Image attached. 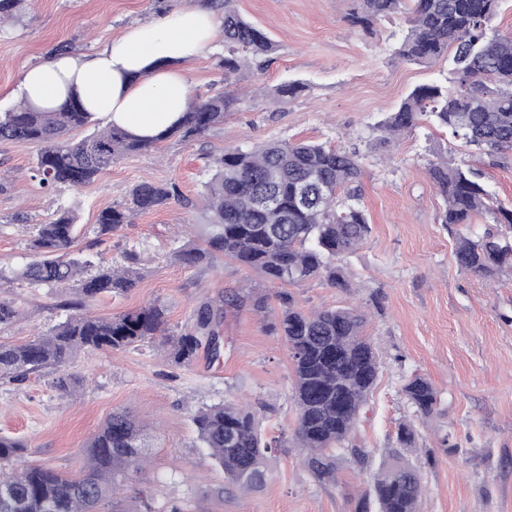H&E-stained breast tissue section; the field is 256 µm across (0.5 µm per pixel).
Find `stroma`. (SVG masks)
I'll return each instance as SVG.
<instances>
[{
  "label": "stroma",
  "instance_id": "35a3bbf8",
  "mask_svg": "<svg viewBox=\"0 0 512 512\" xmlns=\"http://www.w3.org/2000/svg\"><path fill=\"white\" fill-rule=\"evenodd\" d=\"M196 2L165 0L159 11L152 0H23L17 20L0 31V112L17 104L24 66L51 58L62 46L93 53L130 24ZM235 6L278 49L264 71L242 79L219 68L220 43L185 63L191 97L222 89L238 98L223 123L205 135L168 138L124 156L90 184L55 191L30 177L35 145L0 141V300L19 310L13 323L0 325V343H23L64 319L57 289L30 285L15 273L29 259L34 225L68 209L78 224L75 256L94 267L111 266L133 251L144 264L137 287L101 296L89 307L93 315L109 318L157 303L166 309L169 332L178 335L208 304L218 351L201 346L185 365L149 343L112 354L82 352L67 367L82 383L67 394L55 388L49 370L21 382L0 381V435L26 444V463L76 477L89 439L112 411H128L148 433L149 463L138 484L143 496L104 501L98 512H139L145 499L154 512L174 504L182 512H356L372 474L397 446L399 424L411 421L418 432L412 460L423 477L422 512H512V271L490 282L457 268L455 236L439 220L443 200L427 174L429 162L449 158L481 172L493 198L512 206V149L490 157L425 123L397 145L380 143L377 124L414 87L444 85L450 77L446 57L427 66L394 59L406 16L379 20L365 31L348 22L354 0H236ZM294 80L304 88L288 104L253 99L255 89ZM277 140L355 145L362 154L371 233L342 260L348 288L315 279L287 291L306 310L369 307L365 333L381 367L356 437L371 456L363 469L340 458L332 486L312 478L296 449L282 448L261 488L229 494L223 470L199 446L194 417L204 406L244 397L263 408L264 436L292 430V367L283 339L252 311L224 306L235 289L273 295L280 287L220 253L199 267L183 266L173 254L202 242V214L192 204L212 160L229 149ZM142 182L175 184L178 195L99 235L98 213L128 203ZM417 374L440 395L438 413L423 420L402 393L405 380ZM445 435L455 446L447 454L436 447Z\"/></svg>",
  "mask_w": 512,
  "mask_h": 512
}]
</instances>
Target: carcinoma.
I'll return each mask as SVG.
<instances>
[{"label":"carcinoma","mask_w":512,"mask_h":512,"mask_svg":"<svg viewBox=\"0 0 512 512\" xmlns=\"http://www.w3.org/2000/svg\"><path fill=\"white\" fill-rule=\"evenodd\" d=\"M224 74L261 68L275 51L268 35L246 20L235 0H222ZM502 0H354L350 22L368 29L374 21L407 13L410 27L395 55L407 62L430 64L451 53V86L415 88L396 111L377 125L379 140L391 143L421 123L447 129L475 149L493 156L512 149V36L490 28ZM21 0H0V24L17 18ZM235 98L222 92L189 104L180 123L153 142L134 138L110 125L75 141L68 134L92 122L80 99L71 95L56 110L19 105L0 113V140L34 144L38 152L30 171L47 190L81 187L130 153L172 137L204 135L224 122ZM215 173L203 183L208 212L206 247L187 245L174 254L178 263L196 267L216 253L258 272L272 284H295L323 278L348 287L342 258L367 239L371 226L362 203L359 152L306 141H270L250 149L228 150L214 159ZM428 176L444 202L440 223L457 231L456 266L487 280L512 270V209L497 202L480 184L481 174L442 160ZM176 194L168 183L143 182L130 191V203L105 208L97 216L98 233L106 235L131 223L135 211L160 208ZM273 197L277 206L263 200ZM491 216L494 227L474 241L463 233L477 214ZM76 218L68 210L35 225L29 247L33 258L17 272L31 285L59 290L66 319L49 331L17 345L0 344V380L22 381L53 368L60 391L80 384L65 372L79 352L123 351L142 342H158L177 364L192 361L200 337L215 336L207 306L197 310L194 330L167 333L165 310L154 304L103 319L87 312L94 299L123 294L140 280L139 256L126 264L100 266L93 273L71 257ZM279 313L272 330L288 347L292 365L291 399L296 423L291 438L266 439L256 408L226 400L206 406L194 418L198 438L209 457L224 469L225 489L250 492L266 481L269 457L280 448L300 449L315 481L337 485V461L347 455L362 466L369 451L355 440L361 414L377 383L379 355L364 334L367 314L338 307L303 311L291 294H278ZM224 305H247L259 315L270 313L269 295L256 288L224 297ZM415 413L430 416L438 393L429 379L415 375L403 388ZM144 426L124 411L112 413L87 445V462L76 478L43 466L16 467L26 450L18 439L0 436V512H94L120 493L139 494L138 474L147 462ZM417 432L411 422L399 425L390 459L373 478L379 512H419L424 487L419 469L406 459Z\"/></svg>","instance_id":"1"}]
</instances>
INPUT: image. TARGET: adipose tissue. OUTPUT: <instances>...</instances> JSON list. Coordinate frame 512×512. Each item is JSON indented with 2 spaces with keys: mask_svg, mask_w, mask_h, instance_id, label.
Instances as JSON below:
<instances>
[{
  "mask_svg": "<svg viewBox=\"0 0 512 512\" xmlns=\"http://www.w3.org/2000/svg\"><path fill=\"white\" fill-rule=\"evenodd\" d=\"M221 25L195 7L126 27L93 55L61 54L24 69L22 101L55 109L77 90L87 112L152 141L176 125L190 91L185 62L208 52Z\"/></svg>",
  "mask_w": 512,
  "mask_h": 512,
  "instance_id": "ef3b65f1",
  "label": "adipose tissue"
}]
</instances>
